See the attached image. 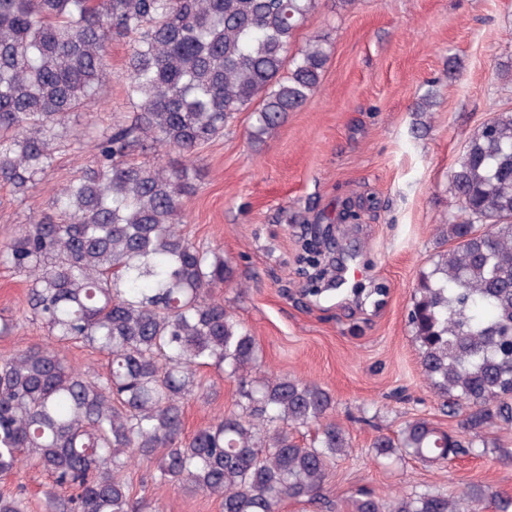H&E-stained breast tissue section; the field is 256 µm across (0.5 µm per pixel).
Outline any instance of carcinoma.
<instances>
[{
  "mask_svg": "<svg viewBox=\"0 0 512 512\" xmlns=\"http://www.w3.org/2000/svg\"><path fill=\"white\" fill-rule=\"evenodd\" d=\"M319 0H0V185L36 186L62 146L67 114L97 103L112 80L107 45L133 39L127 122L89 137L94 166L53 198L54 215L0 243V261L28 283L27 312L53 344L0 357V477L23 465L52 481L50 512H138L125 471L156 467L160 485L218 502L220 512H279L286 501L328 508L321 490L348 433L329 419L331 394L262 370L253 336L214 298L233 278L224 254L175 224L193 193L195 151L253 108L251 136L278 127L318 91L320 35L295 47ZM163 148L156 165L130 156ZM460 202L452 246L420 273L409 325L428 386L463 414L461 431L410 421L395 449L447 462L512 431V109L470 138L450 174ZM107 356L103 376L74 368L66 348ZM239 381L240 412L183 436L196 370ZM316 425L312 445L292 429ZM351 512H512L480 483L457 497L429 490L383 498L360 490Z\"/></svg>",
  "mask_w": 512,
  "mask_h": 512,
  "instance_id": "carcinoma-1",
  "label": "carcinoma"
}]
</instances>
